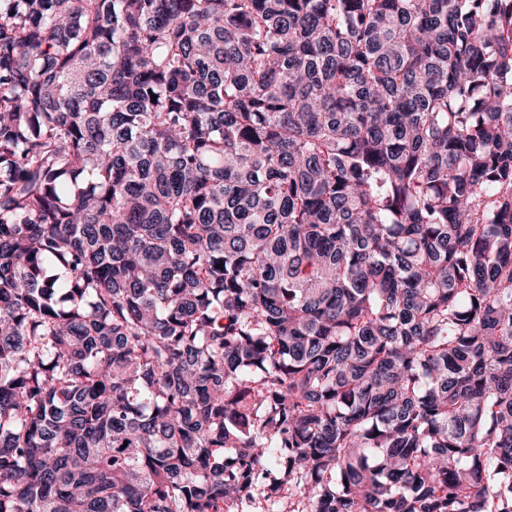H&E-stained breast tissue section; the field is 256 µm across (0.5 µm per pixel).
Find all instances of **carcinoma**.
Listing matches in <instances>:
<instances>
[{"instance_id": "1", "label": "carcinoma", "mask_w": 512, "mask_h": 512, "mask_svg": "<svg viewBox=\"0 0 512 512\" xmlns=\"http://www.w3.org/2000/svg\"><path fill=\"white\" fill-rule=\"evenodd\" d=\"M251 505L512 512V0H0V512Z\"/></svg>"}]
</instances>
